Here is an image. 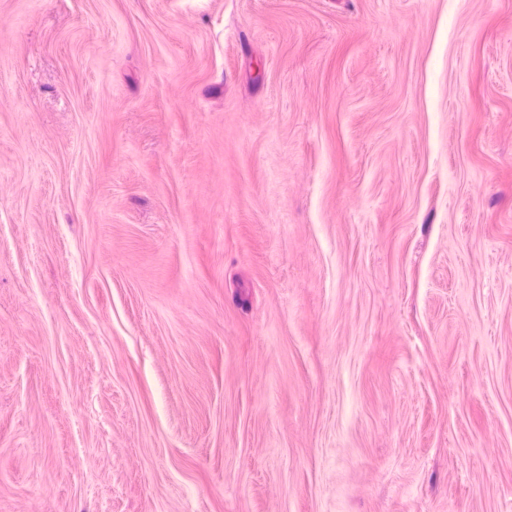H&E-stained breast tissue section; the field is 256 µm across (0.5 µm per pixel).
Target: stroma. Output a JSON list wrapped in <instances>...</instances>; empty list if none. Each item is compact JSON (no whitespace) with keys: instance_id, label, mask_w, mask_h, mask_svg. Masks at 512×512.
<instances>
[{"instance_id":"obj_1","label":"stroma","mask_w":512,"mask_h":512,"mask_svg":"<svg viewBox=\"0 0 512 512\" xmlns=\"http://www.w3.org/2000/svg\"><path fill=\"white\" fill-rule=\"evenodd\" d=\"M0 512H512V0H0Z\"/></svg>"}]
</instances>
